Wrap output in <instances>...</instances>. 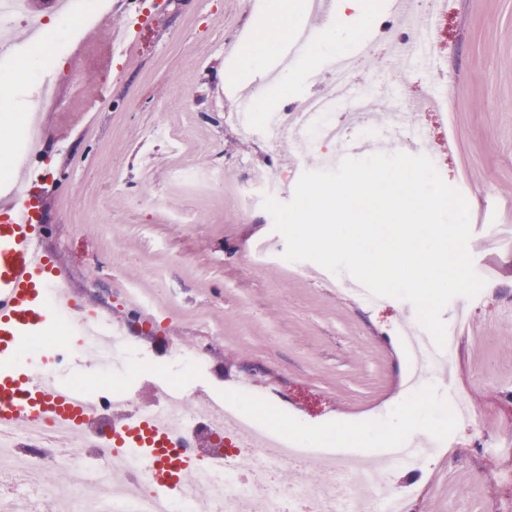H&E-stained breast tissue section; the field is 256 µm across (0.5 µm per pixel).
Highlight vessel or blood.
Returning <instances> with one entry per match:
<instances>
[{"label":"vessel or blood","mask_w":512,"mask_h":512,"mask_svg":"<svg viewBox=\"0 0 512 512\" xmlns=\"http://www.w3.org/2000/svg\"><path fill=\"white\" fill-rule=\"evenodd\" d=\"M45 228L36 222L32 202L15 188L0 189V429L38 431L52 423L77 432L95 413L96 398L77 381L83 357L47 356L40 372L27 357L34 337L47 335L72 307V299L49 287L45 269ZM113 443L129 459L144 465L158 496H185V462L164 463L161 449L172 438L170 425L116 422Z\"/></svg>","instance_id":"1"}]
</instances>
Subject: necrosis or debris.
I'll return each mask as SVG.
<instances>
[{"label": "necrosis or debris", "instance_id": "1", "mask_svg": "<svg viewBox=\"0 0 512 512\" xmlns=\"http://www.w3.org/2000/svg\"><path fill=\"white\" fill-rule=\"evenodd\" d=\"M446 11V0H411L414 21L394 31L389 40L391 50L415 52L420 45L416 17L432 18ZM344 59V66L333 72L330 90L279 112L244 115L243 125L256 133L264 131L292 139L304 153L337 150L343 142L338 113L356 117L370 100L369 93L354 90L350 83L356 55L348 53ZM83 348L92 356L90 367L96 379L109 380L106 366L110 363L125 365L127 375H134L127 336H114L108 346L87 342ZM151 391V397L144 400L128 388L111 389L109 398H121V405L93 415L67 440L58 437L51 424L33 441L0 432V512H9L18 484L43 512H247L257 501L265 512H368L373 502L380 505L381 512H406L404 498L393 491L378 470L363 469L351 462L333 467L327 477L316 482L304 480L290 487L272 483L271 475L283 465L312 460L313 452L285 435L279 438L277 447H268L265 428L248 427L241 416L226 410L220 401L210 399L198 404L181 391L171 397L159 384L152 385ZM160 413L179 427L176 447L191 449L197 460L190 475L193 498L178 502L159 498L136 463L111 451L108 423L113 415L146 420ZM76 448L87 449L98 459L96 472L85 470L81 458L73 456ZM62 467L72 474L64 485L50 479L51 473ZM119 468L131 477L133 490L106 485V474Z\"/></svg>", "mask_w": 512, "mask_h": 512}]
</instances>
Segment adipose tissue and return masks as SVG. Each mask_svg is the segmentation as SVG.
Segmentation results:
<instances>
[{"mask_svg": "<svg viewBox=\"0 0 512 512\" xmlns=\"http://www.w3.org/2000/svg\"><path fill=\"white\" fill-rule=\"evenodd\" d=\"M308 8V0H266L259 28L242 48L238 68L225 71V80H234L241 74L264 75L292 39ZM373 17L372 0H336L333 22L319 28L316 37L305 46L296 59L295 71L308 70L319 61L347 52Z\"/></svg>", "mask_w": 512, "mask_h": 512, "instance_id": "obj_1", "label": "adipose tissue"}]
</instances>
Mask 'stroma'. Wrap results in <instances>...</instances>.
I'll use <instances>...</instances> for the list:
<instances>
[{"instance_id": "stroma-1", "label": "stroma", "mask_w": 512, "mask_h": 512, "mask_svg": "<svg viewBox=\"0 0 512 512\" xmlns=\"http://www.w3.org/2000/svg\"><path fill=\"white\" fill-rule=\"evenodd\" d=\"M263 4L114 0L115 26L132 13L148 20L132 54H109L106 31L85 48L93 99L67 84L80 27L63 21L54 0L33 5L57 37L41 51L20 29L12 53L0 56V74L38 61L0 104L13 117L0 121V143L16 153L39 79L56 80L65 108L46 112L43 149L29 160L48 190L38 216L44 247L79 302L127 328L146 376L246 411L259 402L314 431L363 421L386 446L406 402L421 403L411 438H430V464L397 465L385 479L408 498V512H495L512 495V477H502L492 453L512 433V0H448L435 33L451 78L448 117L423 112L410 121L424 128L443 180L468 202V247L486 281L442 314L455 333L449 374L428 372L412 391L404 341L417 324L413 306L364 302L316 263L283 260L285 240L254 199L258 172L281 170L286 203L301 174L319 167L317 156L287 153L267 136L244 139L236 125L228 50L252 36ZM371 29L376 52L351 76L358 91L388 84L394 67L385 29ZM181 169L223 180L183 182ZM170 338L189 351L207 348L204 365L172 358ZM453 392L473 418L453 416Z\"/></svg>"}]
</instances>
